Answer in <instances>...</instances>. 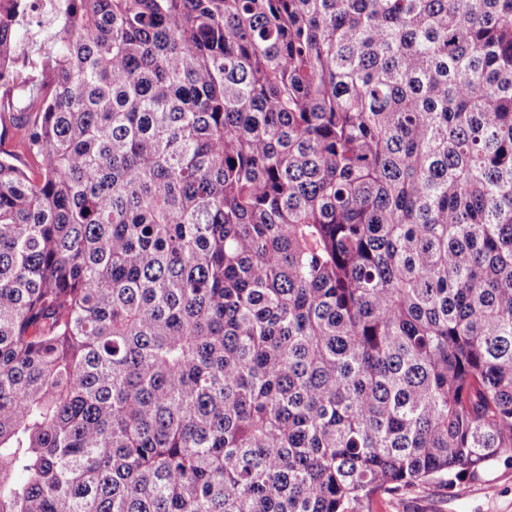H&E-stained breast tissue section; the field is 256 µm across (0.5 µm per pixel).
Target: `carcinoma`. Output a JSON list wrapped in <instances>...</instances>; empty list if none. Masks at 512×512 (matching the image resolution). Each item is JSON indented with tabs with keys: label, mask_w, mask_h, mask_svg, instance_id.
Segmentation results:
<instances>
[{
	"label": "carcinoma",
	"mask_w": 512,
	"mask_h": 512,
	"mask_svg": "<svg viewBox=\"0 0 512 512\" xmlns=\"http://www.w3.org/2000/svg\"><path fill=\"white\" fill-rule=\"evenodd\" d=\"M0 0V512H365L512 465V0Z\"/></svg>",
	"instance_id": "carcinoma-1"
}]
</instances>
